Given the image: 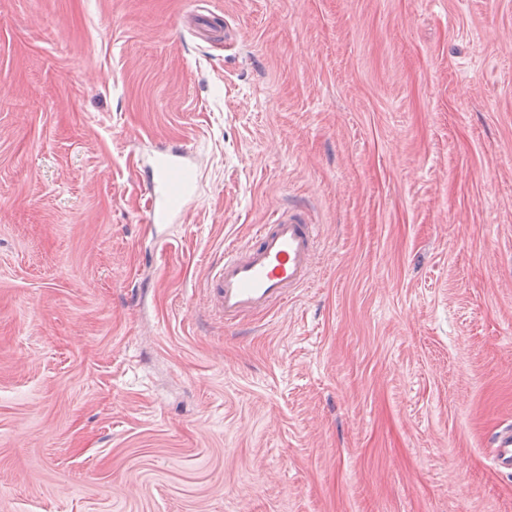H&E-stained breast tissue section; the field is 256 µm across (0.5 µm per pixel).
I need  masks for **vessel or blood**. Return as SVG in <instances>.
Here are the masks:
<instances>
[{"label": "vessel or blood", "instance_id": "obj_1", "mask_svg": "<svg viewBox=\"0 0 512 512\" xmlns=\"http://www.w3.org/2000/svg\"><path fill=\"white\" fill-rule=\"evenodd\" d=\"M188 152L171 148L159 155L148 178V221L168 224L178 213L179 200L196 196ZM318 226L309 205L294 203L274 211L257 225L243 245L225 249L224 261L206 279L209 303L225 324L283 307L298 289L308 287L316 273ZM493 464L512 474V426L493 435Z\"/></svg>", "mask_w": 512, "mask_h": 512}]
</instances>
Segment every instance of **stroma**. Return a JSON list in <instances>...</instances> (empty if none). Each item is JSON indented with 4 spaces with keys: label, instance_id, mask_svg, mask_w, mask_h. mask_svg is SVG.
<instances>
[{
    "label": "stroma",
    "instance_id": "stroma-1",
    "mask_svg": "<svg viewBox=\"0 0 512 512\" xmlns=\"http://www.w3.org/2000/svg\"><path fill=\"white\" fill-rule=\"evenodd\" d=\"M292 202L313 282L225 327ZM509 421L512 0H0V512H512ZM188 151L182 147L170 148L159 155L154 162L148 178V222L168 224L175 221L179 213L178 200L185 202L196 196L197 184L191 165L184 161ZM172 168L180 169L182 177L173 183L168 172ZM318 225L307 204H288L258 224L241 246L225 249L224 261L206 279L209 303L224 325L267 314L288 303L316 273ZM493 464L502 474H512V426L499 428L493 435Z\"/></svg>",
    "mask_w": 512,
    "mask_h": 512
}]
</instances>
